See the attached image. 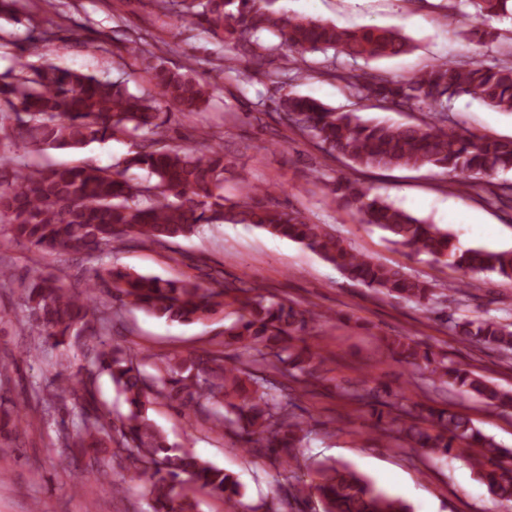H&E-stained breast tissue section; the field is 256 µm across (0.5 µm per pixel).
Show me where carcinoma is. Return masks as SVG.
Here are the masks:
<instances>
[{
    "label": "carcinoma",
    "instance_id": "cac0c4a2",
    "mask_svg": "<svg viewBox=\"0 0 512 512\" xmlns=\"http://www.w3.org/2000/svg\"><path fill=\"white\" fill-rule=\"evenodd\" d=\"M277 0H157L162 14L189 18L204 32L241 49L261 68L266 59L286 50L301 63L282 73L281 94L274 101L279 119L315 141L328 155L349 162L358 173L371 170L438 168L459 179L448 188L471 190L490 206L512 210V186L488 177L512 172V140L476 136L453 127L452 101L472 95L492 109L512 112V63L478 59L445 60L410 77L366 69L371 62L399 57L411 48L408 37L394 28L351 29L273 9ZM473 11L462 13L469 31L477 33L491 17L512 20V0H463ZM278 43L268 44V36ZM127 52L148 61L154 91L135 94L121 83L99 79L51 64H18L0 76V112L13 124L5 134L25 150H83L120 136L134 139V150L110 168L91 164L15 167L0 159V221L9 240L24 242L39 255L72 253L91 263L83 291L67 284L64 269L44 271L33 265L25 276L0 272L3 286L21 301L19 333L27 337L26 355L37 358L52 349L66 360L75 351L89 365L83 373L60 369L31 386L22 408L39 420L58 412L56 399L65 394L71 408L60 417L54 447L69 463L106 479L110 461L78 456L71 448L115 447L133 467L151 502L152 512H198L195 493L224 499L236 508L242 485L223 468L180 449L148 415L159 399L177 403L190 420L207 416L219 431L229 430L249 448H260L293 474L302 468L299 448L310 431L297 416L296 393L307 394L322 379L315 354L307 346L310 326L323 314L301 310L291 302L273 301L259 287L243 280L220 281L210 273L164 279L131 272L105 262L120 245L165 247L199 233L206 225L249 224L271 236L301 244L361 286L382 295H397L426 313L436 312L440 298L464 295L463 279L437 284L399 264H388L354 249L328 224L304 211L283 207L270 187H244L243 198L224 197V148H197L167 143L171 116L159 102L183 116L204 111L213 87L191 66L168 67L160 43L132 40ZM321 53L315 63L306 55ZM345 57L347 63L339 61ZM305 71L342 82L349 94L373 101L382 109L415 106L422 116L412 124L364 120L355 112H338L308 96L288 90V82ZM147 172L143 180L127 173ZM336 200L358 222L385 234V240L409 255L469 273H494L512 280V251L461 248L454 235L429 224L387 199L371 194L359 179L336 182ZM242 313L224 327L225 343L247 357L224 362V353L188 351L173 356L126 352L112 338L113 303L144 310L168 322H205L225 304ZM455 340L512 355V322L487 315L448 316ZM388 357L422 367L443 387L458 389L486 405L512 408V390L486 376L448 361L442 351L409 336L384 337ZM153 360L155 373L145 370ZM289 366L291 384L259 374L264 366ZM106 375L124 397L128 411L118 422L102 410L95 383ZM376 426L393 431L411 448H425L430 458L451 454L466 458L479 479L506 508L512 507V449L500 446L474 422L446 408L399 401L369 405ZM317 478L288 483L295 500L317 498L321 512H411L365 475L343 465L321 462Z\"/></svg>",
    "mask_w": 512,
    "mask_h": 512
}]
</instances>
